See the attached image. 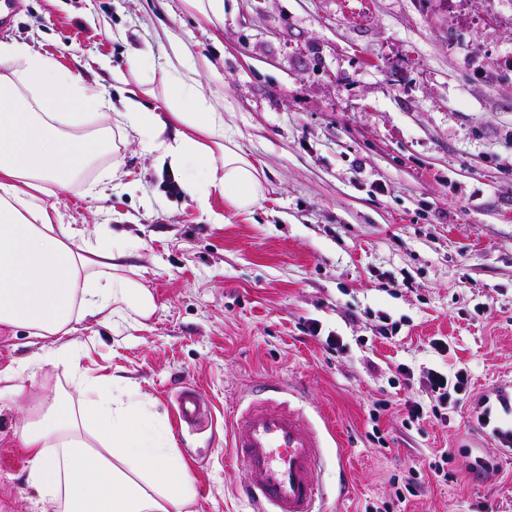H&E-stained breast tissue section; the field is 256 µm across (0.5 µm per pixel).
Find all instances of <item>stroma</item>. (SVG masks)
Wrapping results in <instances>:
<instances>
[{
  "label": "stroma",
  "instance_id": "stroma-1",
  "mask_svg": "<svg viewBox=\"0 0 512 512\" xmlns=\"http://www.w3.org/2000/svg\"><path fill=\"white\" fill-rule=\"evenodd\" d=\"M14 14L1 39L78 72L118 112L182 48L266 182L250 213L211 197L213 223L132 136L52 195L87 241L134 243L156 308L90 316L64 336L0 328V372L22 388L0 395V512H53L18 435L71 369L122 377L146 401L193 477L191 512H252L228 432L261 380L302 397L315 427L333 423L317 472L327 512L389 500L411 460L420 486L391 512H512V453L469 410L512 385V0H224L217 24L184 0H16ZM116 157L120 179L102 180ZM63 346L68 364L22 370ZM433 369L466 370L469 391L446 422L405 424ZM188 385L209 411L184 430ZM379 399L391 406L376 419ZM464 447L493 471L470 470ZM444 452L454 462L433 473Z\"/></svg>",
  "mask_w": 512,
  "mask_h": 512
}]
</instances>
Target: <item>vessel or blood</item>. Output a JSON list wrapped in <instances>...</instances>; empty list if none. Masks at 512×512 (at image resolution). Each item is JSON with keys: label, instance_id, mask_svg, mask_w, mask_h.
I'll list each match as a JSON object with an SVG mask.
<instances>
[{"label": "vessel or blood", "instance_id": "1", "mask_svg": "<svg viewBox=\"0 0 512 512\" xmlns=\"http://www.w3.org/2000/svg\"><path fill=\"white\" fill-rule=\"evenodd\" d=\"M281 388L259 389V398L230 420L231 458L242 473L254 512H323L324 493L314 478L323 441L302 409L282 402ZM180 418L195 424L204 405L195 390L178 397Z\"/></svg>", "mask_w": 512, "mask_h": 512}]
</instances>
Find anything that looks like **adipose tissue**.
Listing matches in <instances>:
<instances>
[{
  "label": "adipose tissue",
  "mask_w": 512,
  "mask_h": 512,
  "mask_svg": "<svg viewBox=\"0 0 512 512\" xmlns=\"http://www.w3.org/2000/svg\"><path fill=\"white\" fill-rule=\"evenodd\" d=\"M163 113L129 98L111 126L81 133L106 99L51 59L0 44V328L37 336L68 334L73 323L103 312L146 318L154 297L136 278L122 244L81 241L63 223L50 188L107 150L137 135L184 177L200 209L212 195L251 212L264 194L262 171L224 128V116L199 89L183 53L159 67ZM79 102L80 112L63 111ZM174 136H167V129ZM77 399L43 400L19 434L33 461L29 481L54 512H185L193 479L167 434L147 419L136 392L72 374Z\"/></svg>",
  "instance_id": "obj_1"
}]
</instances>
